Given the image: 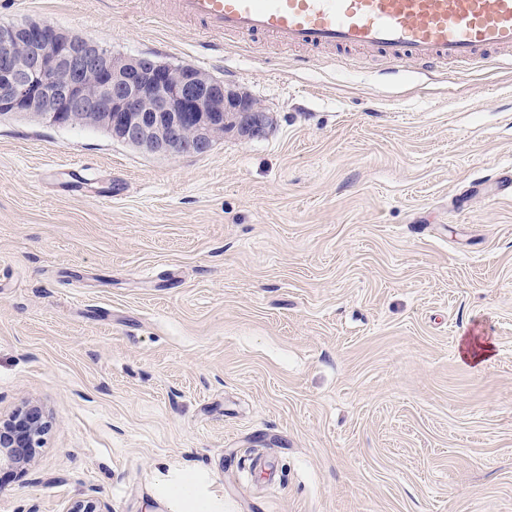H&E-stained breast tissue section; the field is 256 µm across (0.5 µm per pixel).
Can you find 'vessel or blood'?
<instances>
[{
	"label": "vessel or blood",
	"mask_w": 512,
	"mask_h": 512,
	"mask_svg": "<svg viewBox=\"0 0 512 512\" xmlns=\"http://www.w3.org/2000/svg\"><path fill=\"white\" fill-rule=\"evenodd\" d=\"M205 34L285 48H366L397 63L469 68L512 49V0H169Z\"/></svg>",
	"instance_id": "1"
}]
</instances>
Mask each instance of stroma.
<instances>
[{"label":"stroma","mask_w":512,"mask_h":512,"mask_svg":"<svg viewBox=\"0 0 512 512\" xmlns=\"http://www.w3.org/2000/svg\"><path fill=\"white\" fill-rule=\"evenodd\" d=\"M152 0H0L233 82L264 136L162 157L0 120V512H512V65L202 47ZM490 345L479 362L467 342ZM47 429L40 406L24 404L8 419L0 418V467L24 468L42 444Z\"/></svg>","instance_id":"stroma-1"}]
</instances>
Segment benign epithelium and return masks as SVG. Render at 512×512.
Returning a JSON list of instances; mask_svg holds the SVG:
<instances>
[{
	"label": "benign epithelium",
	"mask_w": 512,
	"mask_h": 512,
	"mask_svg": "<svg viewBox=\"0 0 512 512\" xmlns=\"http://www.w3.org/2000/svg\"><path fill=\"white\" fill-rule=\"evenodd\" d=\"M0 118L91 126L156 156L205 155L226 134H265V108L236 85L155 55L115 54L45 21L0 24ZM43 410L0 420V467L23 468L42 444Z\"/></svg>",
	"instance_id": "obj_1"
}]
</instances>
